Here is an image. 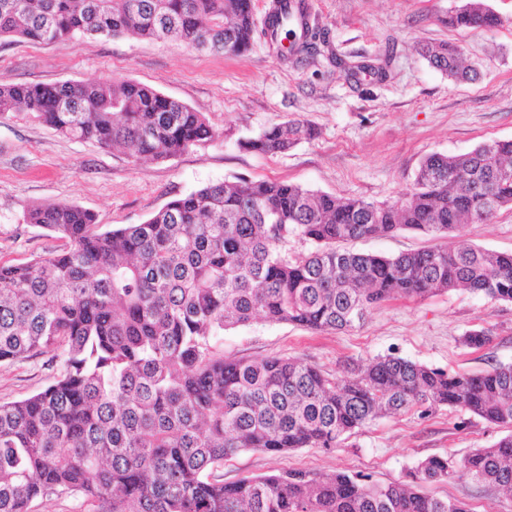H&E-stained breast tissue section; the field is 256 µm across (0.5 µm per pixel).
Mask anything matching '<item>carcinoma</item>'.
<instances>
[{
  "label": "carcinoma",
  "instance_id": "1",
  "mask_svg": "<svg viewBox=\"0 0 512 512\" xmlns=\"http://www.w3.org/2000/svg\"><path fill=\"white\" fill-rule=\"evenodd\" d=\"M257 30L252 0H0V39L58 43L77 34L179 40L198 50L247 52L256 34L300 41L311 56L325 33L273 0ZM455 27L495 28L483 0L452 11ZM429 65L470 78L456 47L426 45ZM31 112L60 134L171 160L213 139L209 120L134 80L19 84L0 80V118ZM314 136L288 120L245 142L285 153ZM512 140L431 154L391 203L339 198L297 184L238 177L165 204L142 224L101 231L73 204L32 206L28 224L66 240L50 257L0 264V363L61 352L55 381L0 403V512H33L50 496L81 494L96 512H469L401 483L303 470L226 483L215 475L241 451L334 450L355 430L415 407H460L512 429V364L446 372L398 356L339 375L279 356L226 359L214 340L261 314L273 323L348 331L374 305L467 289L512 301V253L434 246L382 257L337 248L400 229L446 236L512 206ZM314 250L288 255V238ZM490 331L462 342L480 349ZM512 496V433L459 464L430 457L415 479L457 472Z\"/></svg>",
  "mask_w": 512,
  "mask_h": 512
}]
</instances>
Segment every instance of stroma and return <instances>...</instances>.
I'll return each mask as SVG.
<instances>
[{
  "label": "stroma",
  "instance_id": "1",
  "mask_svg": "<svg viewBox=\"0 0 512 512\" xmlns=\"http://www.w3.org/2000/svg\"><path fill=\"white\" fill-rule=\"evenodd\" d=\"M309 22L330 49L297 63L256 39L243 56L206 53L181 41L75 37L40 44L0 40V78L14 83L132 79L204 113L215 139L169 161H136L91 141L68 138L30 114L0 118V262L19 263L62 251L66 242L24 220L47 202L92 212L100 230L139 224L172 199L210 183L246 177L380 203L410 186L422 158L463 153L480 142L512 139V0H484L502 19L493 29L453 28L460 0H309ZM456 46L475 80L454 82L421 56L422 45ZM356 62L392 54L391 77L349 80L329 52ZM290 119L315 130L288 152L245 150L244 140ZM444 244L512 251V208L469 224L444 240L400 230L343 242V249L395 256ZM489 329V345L465 346V333ZM228 359L299 358L324 372L397 355L447 372L479 373L512 363V302L467 290L398 299L372 308L350 331L315 332L254 318L224 332ZM45 353L0 365V403L29 397L58 374ZM505 428L460 408L386 415L352 434L341 448H301L285 455L245 451L225 460L224 481L302 469L328 477L360 473L381 485L405 482L417 464L437 456L460 461L494 444ZM424 493L465 502L472 512H512V497L479 488L469 477L425 483Z\"/></svg>",
  "mask_w": 512,
  "mask_h": 512
}]
</instances>
